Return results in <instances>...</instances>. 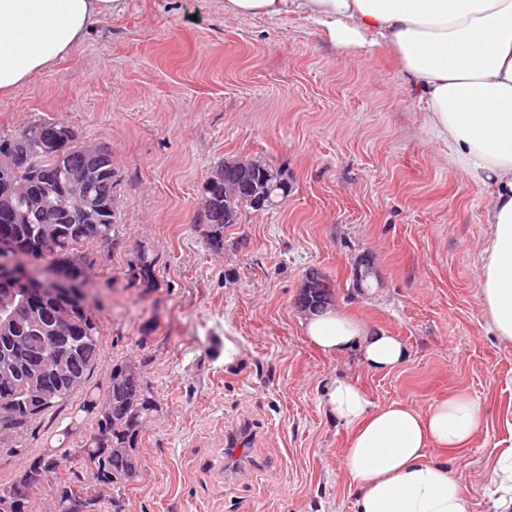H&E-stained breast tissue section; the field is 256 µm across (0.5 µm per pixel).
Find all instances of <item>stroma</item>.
I'll return each mask as SVG.
<instances>
[{
  "mask_svg": "<svg viewBox=\"0 0 512 512\" xmlns=\"http://www.w3.org/2000/svg\"><path fill=\"white\" fill-rule=\"evenodd\" d=\"M51 119L112 153L114 240L76 254L105 353L87 389L130 360L157 403L123 512H356L349 432L323 409L341 376L377 405L474 399L476 438L451 465L487 512V462L512 446V343L489 333L478 294L490 191L432 138L390 50L349 54L304 18L229 16L224 0H128L0 98L2 138ZM245 156L279 169L288 195L225 226L217 252L196 221L201 185ZM143 257L151 288L129 277ZM311 269L333 307L400 336L407 363L381 372L319 350L294 304ZM83 399L37 417L22 455H0V486L59 447Z\"/></svg>",
  "mask_w": 512,
  "mask_h": 512,
  "instance_id": "stroma-1",
  "label": "stroma"
}]
</instances>
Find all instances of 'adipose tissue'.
Segmentation results:
<instances>
[{"label": "adipose tissue", "instance_id": "adipose-tissue-1", "mask_svg": "<svg viewBox=\"0 0 512 512\" xmlns=\"http://www.w3.org/2000/svg\"><path fill=\"white\" fill-rule=\"evenodd\" d=\"M127 0H0V98L14 95L84 42ZM224 12L314 23L350 53L385 45L396 54L432 136L450 144L454 165L489 188L488 234L479 295L490 331L512 343V0H224ZM328 354L356 349L375 370L408 359L400 337L328 308L305 324ZM327 411L350 432L342 466L358 512H470L458 477L428 460L431 448L469 447L478 406L463 393L421 412L403 403L373 404L353 379L336 378ZM489 512H512V448L490 461Z\"/></svg>", "mask_w": 512, "mask_h": 512}]
</instances>
